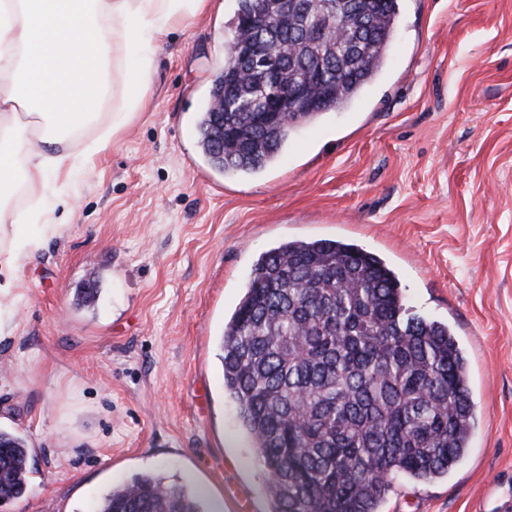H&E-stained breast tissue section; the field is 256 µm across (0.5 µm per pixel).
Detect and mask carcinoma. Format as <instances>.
Returning <instances> with one entry per match:
<instances>
[{
    "instance_id": "carcinoma-1",
    "label": "carcinoma",
    "mask_w": 512,
    "mask_h": 512,
    "mask_svg": "<svg viewBox=\"0 0 512 512\" xmlns=\"http://www.w3.org/2000/svg\"><path fill=\"white\" fill-rule=\"evenodd\" d=\"M238 0L219 88L198 121L217 169L274 165L295 131L349 107L384 68L398 0ZM255 12L264 22L251 25ZM320 28L336 40H317ZM281 83L322 104L267 124L270 54ZM324 82L314 81L317 65ZM224 393L266 474L270 512H379L393 480L429 483L466 455L475 424L466 356L448 323L411 312L391 264L342 239H288L257 260L221 338ZM25 440L0 430V499L29 489ZM94 512H208L203 494L143 473Z\"/></svg>"
}]
</instances>
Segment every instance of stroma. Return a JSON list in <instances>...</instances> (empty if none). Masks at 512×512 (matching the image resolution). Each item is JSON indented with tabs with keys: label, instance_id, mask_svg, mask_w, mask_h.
<instances>
[{
	"label": "stroma",
	"instance_id": "1",
	"mask_svg": "<svg viewBox=\"0 0 512 512\" xmlns=\"http://www.w3.org/2000/svg\"><path fill=\"white\" fill-rule=\"evenodd\" d=\"M234 10L208 0L169 24L150 46L146 110L70 174L69 217L33 221L42 244L14 272L22 297L0 338V429L26 440L33 477L0 512H93L145 472L200 490L210 512H270L220 340L256 259L288 237L387 258L407 306L447 321L465 349L467 458L434 482L398 481L381 512H505L512 0H402L377 80L254 176L214 170L197 146Z\"/></svg>",
	"mask_w": 512,
	"mask_h": 512
}]
</instances>
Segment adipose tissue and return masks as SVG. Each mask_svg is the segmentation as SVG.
<instances>
[{
	"label": "adipose tissue",
	"mask_w": 512,
	"mask_h": 512,
	"mask_svg": "<svg viewBox=\"0 0 512 512\" xmlns=\"http://www.w3.org/2000/svg\"><path fill=\"white\" fill-rule=\"evenodd\" d=\"M204 0H0V199L20 183L61 180L80 165L67 144L93 121L103 101L111 34L129 65V109L150 80L147 46L177 17ZM29 214L11 225L0 268L14 269L36 250Z\"/></svg>",
	"instance_id": "ef3b65f1"
}]
</instances>
